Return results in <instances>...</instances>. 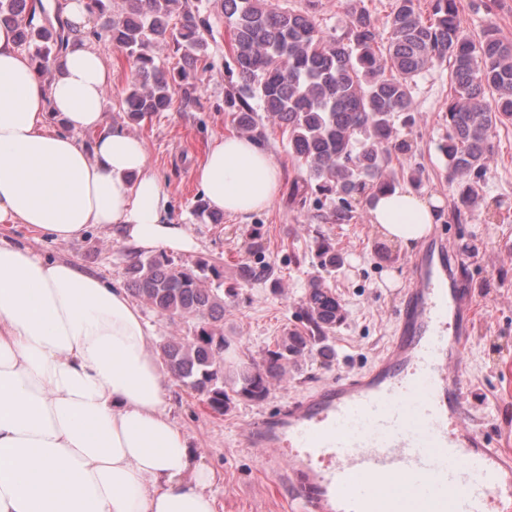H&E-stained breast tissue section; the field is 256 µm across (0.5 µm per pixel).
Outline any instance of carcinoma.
<instances>
[{
    "label": "carcinoma",
    "mask_w": 512,
    "mask_h": 512,
    "mask_svg": "<svg viewBox=\"0 0 512 512\" xmlns=\"http://www.w3.org/2000/svg\"><path fill=\"white\" fill-rule=\"evenodd\" d=\"M125 4L114 11L112 0H89L93 26L85 37L108 39L125 54L133 77L120 110L138 124L169 110L177 97L186 105L195 100L197 87L187 72L169 67L161 51L209 66L207 24L194 0ZM222 6L233 31L228 72L237 77L225 93L226 110L240 132L258 141L268 126L288 130L289 153L305 168V176L291 184L289 204L312 205L319 217L343 224L354 218L353 203L393 188L386 173L392 157L414 156L413 143L398 134L396 122L412 121L416 80L433 66L450 69L453 90L445 115L448 130L438 144L448 182L457 183L453 218L462 222L484 200L482 184L495 162L494 132L512 121V42L500 37L494 24L476 41L462 26L457 0H432L427 16L416 0H393L387 33L366 7L353 5L346 32L328 36L309 10L272 0H222ZM1 23L14 27L17 45L28 51L37 70L52 76L71 28L53 25L42 0H0ZM323 196L337 200L326 213ZM317 257L324 269L341 266L326 240ZM273 276L264 266L245 265L238 272L241 284ZM127 285L161 316L189 325L188 332L165 338L159 349L173 377L219 414L238 401L265 400L272 381L317 344L324 364H330L322 342L345 319L335 291L322 276H311L300 312L303 328L284 331L261 362L241 366L228 382L224 351L231 337L224 334V303L236 299L239 288L224 287L219 266L209 260L178 265L164 253L138 257L127 266Z\"/></svg>",
    "instance_id": "obj_1"
}]
</instances>
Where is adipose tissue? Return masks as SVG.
<instances>
[{
    "label": "adipose tissue",
    "mask_w": 512,
    "mask_h": 512,
    "mask_svg": "<svg viewBox=\"0 0 512 512\" xmlns=\"http://www.w3.org/2000/svg\"><path fill=\"white\" fill-rule=\"evenodd\" d=\"M55 7L75 33L48 80L0 25V224L56 242L109 228L139 253L191 249L144 142L104 120L112 68L82 35L86 0ZM196 178L211 208L243 221L281 185L272 155L245 136L213 137ZM440 209L397 189L373 200L370 222L411 250ZM152 334L125 289L0 236V512H217Z\"/></svg>",
    "instance_id": "obj_1"
}]
</instances>
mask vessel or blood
Instances as JSON below:
<instances>
[{"instance_id": "vessel-or-blood-1", "label": "vessel or blood", "mask_w": 512, "mask_h": 512, "mask_svg": "<svg viewBox=\"0 0 512 512\" xmlns=\"http://www.w3.org/2000/svg\"><path fill=\"white\" fill-rule=\"evenodd\" d=\"M444 238L421 243L395 332L367 372L255 420L257 448L295 512H512V456L467 419L456 367L472 297Z\"/></svg>"}]
</instances>
